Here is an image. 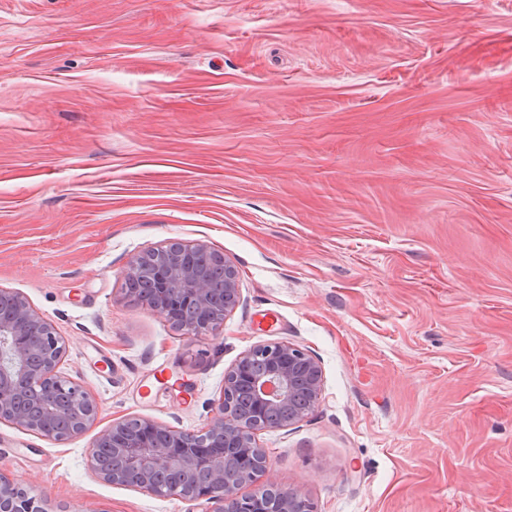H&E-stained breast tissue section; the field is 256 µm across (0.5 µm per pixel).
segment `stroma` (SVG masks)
I'll use <instances>...</instances> for the list:
<instances>
[{
    "label": "stroma",
    "instance_id": "obj_1",
    "mask_svg": "<svg viewBox=\"0 0 512 512\" xmlns=\"http://www.w3.org/2000/svg\"><path fill=\"white\" fill-rule=\"evenodd\" d=\"M201 241L240 303L190 339L124 296ZM99 415L0 422L54 512H205L96 478L112 422L199 430L287 341L315 411L257 442L318 512H512V0H0V289Z\"/></svg>",
    "mask_w": 512,
    "mask_h": 512
}]
</instances>
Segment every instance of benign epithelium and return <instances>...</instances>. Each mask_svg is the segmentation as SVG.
Segmentation results:
<instances>
[{
	"label": "benign epithelium",
	"mask_w": 512,
	"mask_h": 512,
	"mask_svg": "<svg viewBox=\"0 0 512 512\" xmlns=\"http://www.w3.org/2000/svg\"><path fill=\"white\" fill-rule=\"evenodd\" d=\"M153 253L161 257L153 275L154 294L132 296L170 322L181 306L197 308L200 317L179 324L188 337L206 336L223 326L240 302L235 265L202 242L166 244ZM186 253L211 255L224 266L221 303H215L211 283L185 262ZM1 298L9 300L13 314L0 317V422L57 442L85 432L97 420L98 406L82 386L60 374L62 338L23 295L1 288ZM323 386L321 364L308 350L284 341L257 344L225 371L224 388L202 430L179 431L143 418L147 431L130 434L127 420L115 421L91 445L93 471L106 483L127 485L121 473L98 457L99 449L117 443L125 471L137 475L132 487L143 492L204 499L218 504L217 512H317L300 488L270 482L250 494L240 490L270 469L257 433L304 420L319 403ZM0 508L54 512L45 495L1 474Z\"/></svg>",
	"instance_id": "7a95c632"
}]
</instances>
